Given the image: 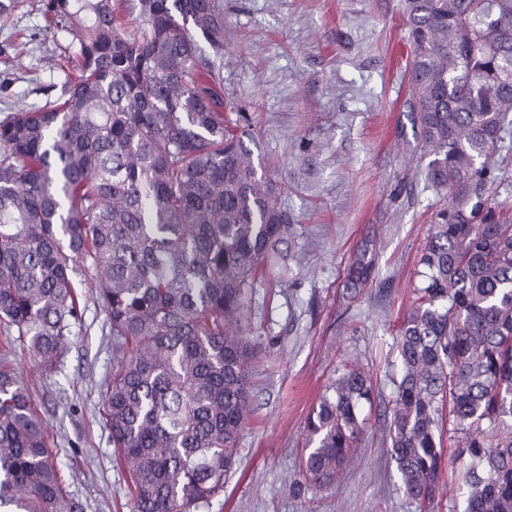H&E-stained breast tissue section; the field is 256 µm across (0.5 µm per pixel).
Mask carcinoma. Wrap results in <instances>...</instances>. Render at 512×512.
<instances>
[{
    "instance_id": "carcinoma-1",
    "label": "carcinoma",
    "mask_w": 512,
    "mask_h": 512,
    "mask_svg": "<svg viewBox=\"0 0 512 512\" xmlns=\"http://www.w3.org/2000/svg\"><path fill=\"white\" fill-rule=\"evenodd\" d=\"M67 80L0 121V326L57 372L85 309L112 337L102 420L131 512H193L224 492L251 414L248 288L290 235L278 189L224 101L223 0H41ZM410 112L446 200L396 336L385 442L406 495L440 493L443 438L462 459L448 512H512V215L492 158L512 125V0H404ZM195 29L211 54L199 52ZM360 254L346 287L362 286ZM375 388L345 363L307 422L300 474L327 487L364 434ZM80 512L49 429L0 357V505Z\"/></svg>"
}]
</instances>
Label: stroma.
<instances>
[{
  "label": "stroma",
  "mask_w": 512,
  "mask_h": 512,
  "mask_svg": "<svg viewBox=\"0 0 512 512\" xmlns=\"http://www.w3.org/2000/svg\"><path fill=\"white\" fill-rule=\"evenodd\" d=\"M403 0H224V96L250 117L252 149L293 226L288 275L248 291L256 346L253 412L224 493L196 512H419L382 442L383 397L397 372L396 329L420 278L439 202L409 114L411 48ZM38 0L0 16V119L61 93L57 43ZM373 261L346 287L356 254ZM106 316L88 295L61 372L29 355L13 367L50 428L68 494L83 512H130L101 417L112 366ZM356 359L380 396L363 406L365 438L341 482L299 474L308 416L341 360Z\"/></svg>",
  "instance_id": "35a3bbf8"
}]
</instances>
